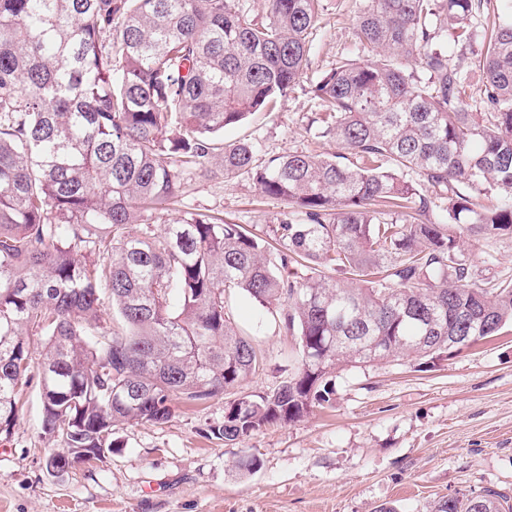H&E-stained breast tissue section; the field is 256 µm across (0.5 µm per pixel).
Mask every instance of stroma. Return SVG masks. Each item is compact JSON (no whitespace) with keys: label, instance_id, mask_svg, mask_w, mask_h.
Returning a JSON list of instances; mask_svg holds the SVG:
<instances>
[{"label":"stroma","instance_id":"35a3bbf8","mask_svg":"<svg viewBox=\"0 0 512 512\" xmlns=\"http://www.w3.org/2000/svg\"><path fill=\"white\" fill-rule=\"evenodd\" d=\"M362 0H323L310 53L291 91L275 107L226 129L225 142L247 140L260 159L293 151L334 153L313 118L322 106L313 90L352 48ZM183 194L155 211L156 229L190 213L210 214L252 232L278 223L287 206L262 196L245 176L220 168L180 174ZM477 285L512 277V238L463 240ZM237 326L267 356L266 372L189 408L175 402L167 423L115 427L121 446L99 461L61 475L44 466L56 446L40 430L36 389L10 440L0 442V512H434L459 492H500L512 498V327L501 335L453 348L427 366L399 359L336 373L332 408L300 421L274 424L236 444L209 436L226 403L259 394L294 370V345L271 313L243 297L228 301ZM256 456L250 471L237 461Z\"/></svg>","mask_w":512,"mask_h":512}]
</instances>
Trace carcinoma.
I'll return each mask as SVG.
<instances>
[{
	"label": "carcinoma",
	"mask_w": 512,
	"mask_h": 512,
	"mask_svg": "<svg viewBox=\"0 0 512 512\" xmlns=\"http://www.w3.org/2000/svg\"><path fill=\"white\" fill-rule=\"evenodd\" d=\"M363 2L357 53L314 90L319 134L346 153L260 163L219 136L292 90L321 0H270L260 22L237 0H0L1 442L28 387L64 448L48 471L105 458L114 426L164 424L176 398L222 397L264 369L232 294L286 307L298 367L224 408L210 433L226 445L331 404L344 366L512 327V280L476 287L459 243L512 236V0L483 34L475 0ZM450 34L480 57L481 111ZM214 165L291 211L263 236L202 213L160 232L143 222L181 195L180 169ZM424 186L447 223L427 219ZM293 263L309 273L278 274ZM436 512L512 505L487 490Z\"/></svg>",
	"instance_id": "obj_1"
}]
</instances>
